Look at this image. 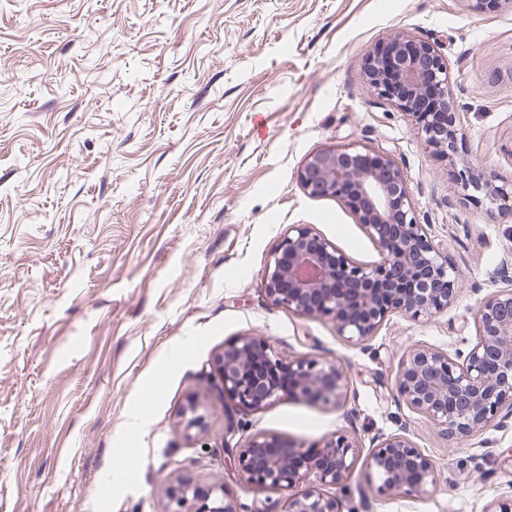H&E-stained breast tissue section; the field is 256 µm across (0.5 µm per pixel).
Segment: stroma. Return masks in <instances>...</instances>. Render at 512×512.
Returning <instances> with one entry per match:
<instances>
[{
	"mask_svg": "<svg viewBox=\"0 0 512 512\" xmlns=\"http://www.w3.org/2000/svg\"><path fill=\"white\" fill-rule=\"evenodd\" d=\"M398 34L448 63L462 135L452 155L373 93L365 62ZM390 152L432 243L459 274L447 310L391 314L345 341L331 321L266 297L264 267L290 225L355 261H379L350 209L309 196L317 151ZM467 170L512 184V5L467 0H0V512H161V486L222 485L233 512H280L224 445L222 410L186 435L180 415L213 392L216 357L246 335L286 359L337 362L333 404L282 397L238 413L308 451L357 445L333 488L339 512H491L512 500V413L444 433L398 396L402 356L452 357L477 340L483 299L512 287V218L492 217ZM137 436L125 430L136 405ZM406 432L432 462L427 494H381L368 457Z\"/></svg>",
	"mask_w": 512,
	"mask_h": 512,
	"instance_id": "stroma-1",
	"label": "stroma"
}]
</instances>
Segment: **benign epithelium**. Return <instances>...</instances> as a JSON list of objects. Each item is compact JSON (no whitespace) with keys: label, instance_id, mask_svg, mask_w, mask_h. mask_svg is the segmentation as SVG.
Here are the masks:
<instances>
[{"label":"benign epithelium","instance_id":"7a95c632","mask_svg":"<svg viewBox=\"0 0 512 512\" xmlns=\"http://www.w3.org/2000/svg\"><path fill=\"white\" fill-rule=\"evenodd\" d=\"M386 58L365 65L378 98L411 116L423 142L452 154L457 130L441 131L438 112H452L455 101L448 67L430 43L402 34ZM308 195L331 197L346 206L375 242L380 261H354L306 224H293L271 251L264 271L269 301L289 312L331 319L352 343L374 336L395 312L428 319L448 308L458 274L425 233L404 173L386 150L351 145L320 150L299 174ZM479 336L461 361L429 347L403 357L396 391L413 409L443 431L470 435L482 431L505 406L512 409V289L497 292L479 309ZM219 394L241 409L258 410L285 395L334 402L346 386L333 362L285 360L264 336H242L217 357ZM213 398H193L183 411L185 429L201 430ZM277 442L252 435L237 459L249 482L261 489L290 490L308 474L336 486L353 467L355 445L338 436L324 444V460H302V447L288 445L273 455ZM378 490L406 489L425 494L436 487L430 460L404 434L381 438L371 455ZM163 512H232L220 486L202 490L189 480L165 489ZM283 512H338L336 498L308 492L288 498Z\"/></svg>","mask_w":512,"mask_h":512}]
</instances>
